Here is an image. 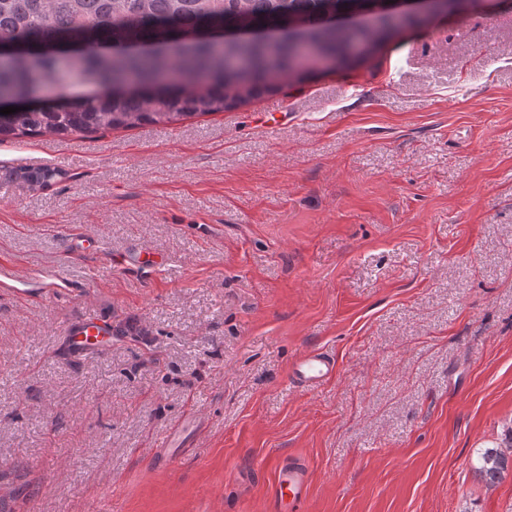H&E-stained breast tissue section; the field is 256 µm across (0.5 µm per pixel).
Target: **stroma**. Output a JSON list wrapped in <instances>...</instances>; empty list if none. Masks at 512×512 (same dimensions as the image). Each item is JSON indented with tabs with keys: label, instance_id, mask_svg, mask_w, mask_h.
Listing matches in <instances>:
<instances>
[{
	"label": "stroma",
	"instance_id": "stroma-1",
	"mask_svg": "<svg viewBox=\"0 0 512 512\" xmlns=\"http://www.w3.org/2000/svg\"><path fill=\"white\" fill-rule=\"evenodd\" d=\"M2 262L77 290L0 292V512H266L285 457L303 512H512L473 471L512 425V0L232 110L1 143ZM86 315L115 335L76 360ZM65 348L74 358H83L101 352L112 344V327L98 317L85 316L64 326ZM336 372V363L317 350L302 351L292 362L290 378L307 387L328 381Z\"/></svg>",
	"mask_w": 512,
	"mask_h": 512
}]
</instances>
